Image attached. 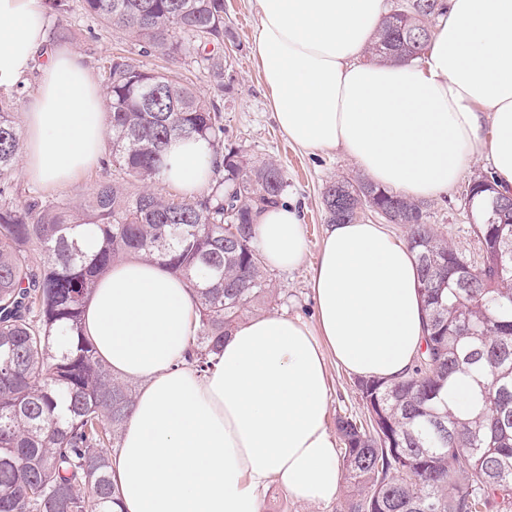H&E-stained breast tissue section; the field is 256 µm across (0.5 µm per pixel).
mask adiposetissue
<instances>
[{"mask_svg":"<svg viewBox=\"0 0 512 512\" xmlns=\"http://www.w3.org/2000/svg\"><path fill=\"white\" fill-rule=\"evenodd\" d=\"M254 50L269 107L305 150H342L377 185L414 199L446 194L487 160L512 192V0H449L422 65L366 58L385 0H256ZM49 0H0V88L39 70L23 123V170L69 183L101 159L102 94L74 49L47 50ZM204 141L169 146L165 181L193 194L212 175ZM272 268L306 255L301 212L286 201L255 218ZM315 324L248 317L207 372L187 351L199 329L189 283L130 256L99 277L82 328L113 375L137 383L132 415L111 453L115 512H262L278 484L303 505L335 500L344 482L327 422L329 363L393 380L423 343L418 271L384 225H329L310 270Z\"/></svg>","mask_w":512,"mask_h":512,"instance_id":"adipose-tissue-1","label":"adipose tissue"}]
</instances>
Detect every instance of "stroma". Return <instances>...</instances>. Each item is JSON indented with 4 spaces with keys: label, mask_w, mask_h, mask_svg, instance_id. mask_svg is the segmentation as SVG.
Wrapping results in <instances>:
<instances>
[{
    "label": "stroma",
    "mask_w": 512,
    "mask_h": 512,
    "mask_svg": "<svg viewBox=\"0 0 512 512\" xmlns=\"http://www.w3.org/2000/svg\"><path fill=\"white\" fill-rule=\"evenodd\" d=\"M69 5L66 13H51L49 26L56 29L59 45L74 48L81 54L96 84H103V65L116 53L146 70L178 75L198 95L217 105L223 117L224 146L239 148L256 162L272 159L280 164L288 180L283 198L298 204L303 217L307 257L315 259L326 227L321 193L327 182L356 176L359 170L342 151H303L293 146L280 131L268 108L254 53L253 34L258 23L255 0H224V78L220 81L207 70L204 48L194 47L190 56L180 62L171 61L158 52L145 55L123 30L105 26L86 14L80 0H69ZM488 172L487 162L473 163L447 194L427 202L429 223L471 260L479 258L481 248L465 206L466 191L475 175ZM115 174V169L107 170L99 165L83 172L73 182L53 188L31 182L19 167L15 168L13 178L41 196L78 202L92 193L99 179ZM270 276L279 292L274 312L314 322L316 311L308 286L307 267L274 269ZM330 374L329 416L363 413L354 376L336 367L331 368Z\"/></svg>",
    "instance_id": "35a3bbf8"
}]
</instances>
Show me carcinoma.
I'll return each mask as SVG.
<instances>
[{
  "label": "carcinoma",
  "instance_id": "obj_1",
  "mask_svg": "<svg viewBox=\"0 0 512 512\" xmlns=\"http://www.w3.org/2000/svg\"><path fill=\"white\" fill-rule=\"evenodd\" d=\"M126 31L141 51L172 58L186 40L224 41V0H82ZM447 0H408L384 18L371 58H420L428 21ZM104 98L113 165L143 184L136 194L105 180L81 202L33 196L14 182L21 132L0 99V512H112L115 486L104 448L119 447L136 387L114 377L82 334L94 282L140 254L198 293L200 331L191 360L201 372L224 336L277 300L253 226L287 187L273 161L221 147L219 113L187 84L125 56L106 60ZM176 137L201 138L216 155L207 193L167 198L150 188ZM352 212L374 205L406 230L427 316L425 351L395 381L358 377L367 410L336 417L343 444L344 512H494L512 505V257L488 224L497 191L472 205L482 260L474 265L434 225L423 202L371 181L337 179ZM95 240L91 251L86 242ZM469 381L471 406L453 405Z\"/></svg>",
  "mask_w": 512,
  "mask_h": 512
}]
</instances>
